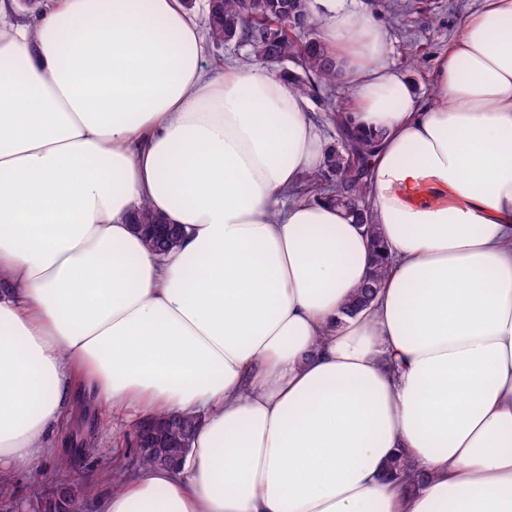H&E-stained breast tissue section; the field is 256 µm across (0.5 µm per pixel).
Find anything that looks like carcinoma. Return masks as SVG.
<instances>
[{"instance_id": "1", "label": "carcinoma", "mask_w": 512, "mask_h": 512, "mask_svg": "<svg viewBox=\"0 0 512 512\" xmlns=\"http://www.w3.org/2000/svg\"><path fill=\"white\" fill-rule=\"evenodd\" d=\"M302 18L307 30L289 26L291 18ZM208 35L216 43L244 41L251 47L248 61L263 67L270 62L287 73L295 88L312 100H322L324 111L341 134L354 145L349 151L343 141L329 147L324 167L311 178L310 187L328 195L353 221L367 226L373 241H378L376 225L368 223L365 192L374 141L360 138L352 132L335 100L321 99V91L336 86V69L327 50L314 37L318 21L311 0H208ZM294 67L288 68L285 63ZM137 222L146 226L142 232L147 245L156 252H167L178 246L180 229L166 224L146 205L137 212ZM383 284V271L375 269L357 289L352 301L355 309L373 301ZM152 430L150 454H138V466H158L182 449L191 446L199 420L193 416H178L149 420ZM55 497H43L41 512H61L65 504L76 505L77 491L66 483L51 485Z\"/></svg>"}]
</instances>
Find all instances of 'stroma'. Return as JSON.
<instances>
[{
    "label": "stroma",
    "mask_w": 512,
    "mask_h": 512,
    "mask_svg": "<svg viewBox=\"0 0 512 512\" xmlns=\"http://www.w3.org/2000/svg\"><path fill=\"white\" fill-rule=\"evenodd\" d=\"M357 5L389 27L392 64L427 102L438 55L447 50L481 0H357ZM64 418L63 431L52 448L40 454L35 470L11 472L12 499L0 502V512H35V480L54 481L61 476L79 489L78 512H96V501L105 491L98 476L129 467L135 427L123 413L90 397L82 414L68 412ZM64 455L70 465L61 472L57 465Z\"/></svg>",
    "instance_id": "35a3bbf8"
}]
</instances>
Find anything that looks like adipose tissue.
Instances as JSON below:
<instances>
[{"mask_svg":"<svg viewBox=\"0 0 512 512\" xmlns=\"http://www.w3.org/2000/svg\"><path fill=\"white\" fill-rule=\"evenodd\" d=\"M316 2L376 144L379 252L303 187L328 151L306 97L206 69L181 0L0 25V464L33 470L86 391L200 420L97 512H512V0L466 19L428 104L383 23ZM144 203L181 229L167 255ZM399 453L424 477L387 478ZM137 223L144 224L146 231H140L147 245L156 252H167L178 246L180 229L175 224H164L145 204L137 212ZM383 274L381 268H377L370 274L368 279L360 285L352 301L354 309L367 306L376 298L380 288H382Z\"/></svg>","mask_w":512,"mask_h":512,"instance_id":"adipose-tissue-1","label":"adipose tissue"}]
</instances>
